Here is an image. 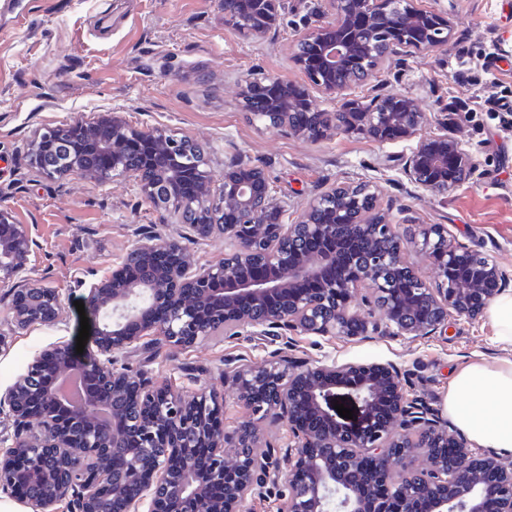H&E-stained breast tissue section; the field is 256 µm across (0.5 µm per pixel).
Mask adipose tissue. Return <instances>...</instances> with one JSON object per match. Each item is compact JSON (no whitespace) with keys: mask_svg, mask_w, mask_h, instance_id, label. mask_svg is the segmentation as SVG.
<instances>
[{"mask_svg":"<svg viewBox=\"0 0 512 512\" xmlns=\"http://www.w3.org/2000/svg\"><path fill=\"white\" fill-rule=\"evenodd\" d=\"M444 409L469 447L512 451V360L461 370L448 385Z\"/></svg>","mask_w":512,"mask_h":512,"instance_id":"obj_1","label":"adipose tissue"}]
</instances>
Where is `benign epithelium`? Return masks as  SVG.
<instances>
[{
	"instance_id": "7a95c632",
	"label": "benign epithelium",
	"mask_w": 512,
	"mask_h": 512,
	"mask_svg": "<svg viewBox=\"0 0 512 512\" xmlns=\"http://www.w3.org/2000/svg\"><path fill=\"white\" fill-rule=\"evenodd\" d=\"M315 31L297 41L292 61L306 80H240L238 108L251 119L311 142L338 132L379 143L393 132L417 139L401 158L416 187L446 198L475 173L461 142L421 137L417 100L383 90L365 106L348 91L384 71L395 56L448 45L450 20L416 0H326ZM224 26L263 38L285 15V0H222ZM345 100L334 112L317 96ZM67 148L56 165L46 144ZM191 139L162 127L131 125L124 113L48 128L30 148L47 179L78 176L98 184L129 177L168 224H186L197 239L222 233L224 259L190 265L181 241L147 234L88 284L89 338L83 353L54 342L28 363L4 394L0 410L14 425V446L0 449V489L29 512H247L265 484L278 483L287 462L286 512H512V462L479 455L448 429L436 409L411 398L392 363L296 360L276 351L262 364L240 360L224 369L253 416L287 424L294 444L265 443L250 424L211 429L192 413L223 412L214 392L192 395L157 385L117 365V355L149 336L189 348L207 336L250 329L288 340L294 333L382 334L429 338L448 317H474L509 288L497 264L456 240L443 224H422L406 240L392 209L377 204L368 182L339 184L313 195L292 222L264 168L232 156L219 190L206 153L189 158ZM38 247L25 224L0 207V304L12 326L57 322V291L27 276ZM420 252L435 270L425 279L406 260ZM478 261L476 275L448 283V267ZM374 285L370 321L355 310L359 288ZM82 380L84 397L59 395L62 372ZM345 401L356 417H341ZM423 457L420 468L414 460Z\"/></svg>"
}]
</instances>
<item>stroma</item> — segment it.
Wrapping results in <instances>:
<instances>
[{
  "mask_svg": "<svg viewBox=\"0 0 512 512\" xmlns=\"http://www.w3.org/2000/svg\"><path fill=\"white\" fill-rule=\"evenodd\" d=\"M448 14L447 50L393 58L389 91L417 98L427 120L420 133L460 139L478 170L448 198L425 194L402 174L413 141L380 144L355 133L309 142L250 120L236 105L237 82L253 70L302 80L292 62L297 38L309 31L325 0H288L281 27L264 39L225 29L219 0H0V206L29 225L39 247L30 274L61 299L57 324L16 331L0 353V393L49 343L76 339L84 283L119 261L140 229L174 236L179 228L137 192L129 178L107 185L70 176L43 178L29 161L39 131L99 112H123L139 127H163L201 143L214 181L238 155L268 172L277 197L296 217L327 186L368 181L392 204L400 233L444 224L461 243L493 259L512 277V125L481 102L512 104V0H417ZM292 348L308 362H393L408 395L442 408L450 378L482 363L498 366L512 352L497 342L485 316L455 318L445 334L420 339L385 335L294 334ZM273 350L250 334L214 336L192 348L154 343L125 353L121 364L188 391L224 394L223 423L250 421L235 388L224 381L230 359L260 363Z\"/></svg>",
  "mask_w": 512,
  "mask_h": 512,
  "instance_id": "35a3bbf8",
  "label": "stroma"
}]
</instances>
